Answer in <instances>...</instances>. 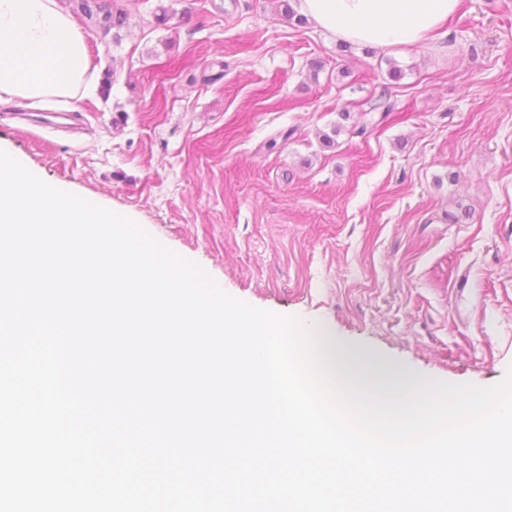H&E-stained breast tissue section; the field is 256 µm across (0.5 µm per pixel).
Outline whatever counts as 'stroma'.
Listing matches in <instances>:
<instances>
[{
  "label": "stroma",
  "instance_id": "35a3bbf8",
  "mask_svg": "<svg viewBox=\"0 0 512 512\" xmlns=\"http://www.w3.org/2000/svg\"><path fill=\"white\" fill-rule=\"evenodd\" d=\"M116 3L120 41L75 18L92 70L115 72L110 96L66 105L72 131L39 124L52 106L2 104L0 149L254 307L419 377L504 378L512 0H462L437 39L370 51L289 25L277 0ZM459 203L472 216L455 224Z\"/></svg>",
  "mask_w": 512,
  "mask_h": 512
}]
</instances>
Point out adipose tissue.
Instances as JSON below:
<instances>
[{"label": "adipose tissue", "mask_w": 512, "mask_h": 512, "mask_svg": "<svg viewBox=\"0 0 512 512\" xmlns=\"http://www.w3.org/2000/svg\"><path fill=\"white\" fill-rule=\"evenodd\" d=\"M461 0H298L318 27L383 49L433 39ZM90 65L85 36L58 0H0V103L74 99Z\"/></svg>", "instance_id": "1"}]
</instances>
